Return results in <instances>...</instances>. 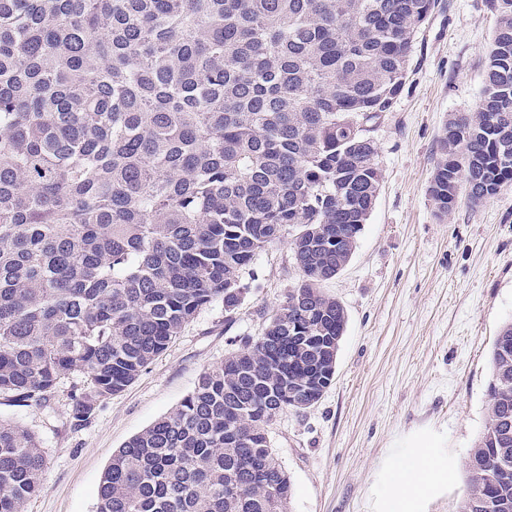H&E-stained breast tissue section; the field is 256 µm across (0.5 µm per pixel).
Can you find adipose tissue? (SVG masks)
I'll return each instance as SVG.
<instances>
[{
	"label": "adipose tissue",
	"mask_w": 512,
	"mask_h": 512,
	"mask_svg": "<svg viewBox=\"0 0 512 512\" xmlns=\"http://www.w3.org/2000/svg\"><path fill=\"white\" fill-rule=\"evenodd\" d=\"M445 470L443 460L430 453L398 458L386 469L390 485L388 512H414L416 497Z\"/></svg>",
	"instance_id": "obj_1"
}]
</instances>
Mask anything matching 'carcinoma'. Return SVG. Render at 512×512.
Segmentation results:
<instances>
[{
  "label": "carcinoma",
  "mask_w": 512,
  "mask_h": 512,
  "mask_svg": "<svg viewBox=\"0 0 512 512\" xmlns=\"http://www.w3.org/2000/svg\"><path fill=\"white\" fill-rule=\"evenodd\" d=\"M436 0H0V395L70 382L88 420L212 301L232 315L256 256L301 284L260 336L112 455L96 512H290L280 413L336 376L347 315L323 284L378 197L372 132L394 110ZM477 109L448 120L428 192L512 186V0ZM458 512H512V322ZM46 457L0 420V512H26Z\"/></svg>",
  "instance_id": "cac0c4a2"
}]
</instances>
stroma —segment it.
I'll list each match as a JSON object with an SVG mask.
<instances>
[{"label":"stroma","mask_w":512,"mask_h":512,"mask_svg":"<svg viewBox=\"0 0 512 512\" xmlns=\"http://www.w3.org/2000/svg\"><path fill=\"white\" fill-rule=\"evenodd\" d=\"M497 19L487 0H436L398 104L374 133L383 171L348 265L325 285L348 314L336 376L310 409L268 428L292 482L291 512H385V467L425 451L448 469L415 512H457L468 457L488 408L489 356L512 320V187L438 217L428 186L450 115L480 100ZM232 323L224 302L199 311L124 391L81 424L67 389L44 405L0 396V419L34 432L43 487L27 512H95L105 468L134 435L171 412L201 373L260 336L301 277L286 243L262 251Z\"/></svg>","instance_id":"1"}]
</instances>
